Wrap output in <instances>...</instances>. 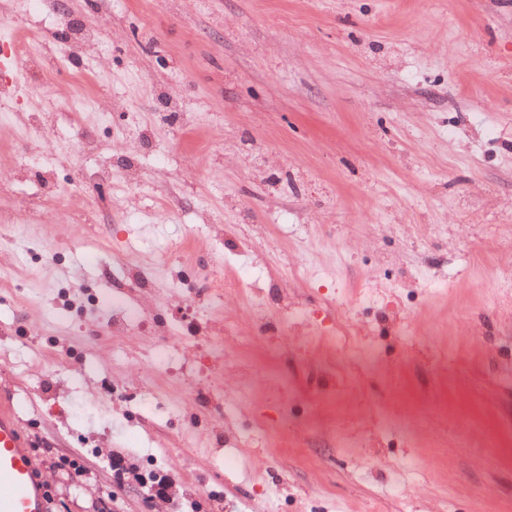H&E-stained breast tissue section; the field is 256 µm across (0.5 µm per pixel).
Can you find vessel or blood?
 <instances>
[{
    "label": "vessel or blood",
    "mask_w": 512,
    "mask_h": 512,
    "mask_svg": "<svg viewBox=\"0 0 512 512\" xmlns=\"http://www.w3.org/2000/svg\"><path fill=\"white\" fill-rule=\"evenodd\" d=\"M0 512H48L36 462L9 405L0 403Z\"/></svg>",
    "instance_id": "1"
}]
</instances>
